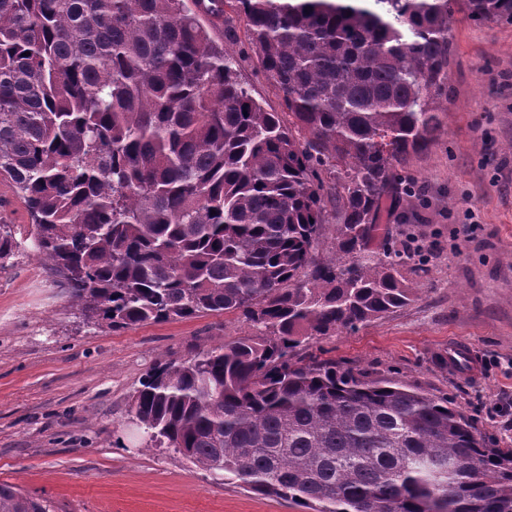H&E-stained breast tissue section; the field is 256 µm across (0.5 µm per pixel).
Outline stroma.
<instances>
[{
	"label": "stroma",
	"mask_w": 512,
	"mask_h": 512,
	"mask_svg": "<svg viewBox=\"0 0 512 512\" xmlns=\"http://www.w3.org/2000/svg\"><path fill=\"white\" fill-rule=\"evenodd\" d=\"M448 77L436 141L407 163L424 197L395 199L383 218L396 247L412 238L427 251L422 273L404 268L418 298L307 352L448 395L485 438L512 446V24L456 22ZM247 331L236 314L99 327L19 252L0 268V483L49 499L52 512H308L224 483L131 423L154 364ZM455 344L473 349L480 377L439 365Z\"/></svg>",
	"instance_id": "obj_1"
}]
</instances>
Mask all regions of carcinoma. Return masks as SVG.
<instances>
[{
    "label": "carcinoma",
    "instance_id": "1",
    "mask_svg": "<svg viewBox=\"0 0 512 512\" xmlns=\"http://www.w3.org/2000/svg\"><path fill=\"white\" fill-rule=\"evenodd\" d=\"M189 1L243 23L281 111ZM458 13L512 23V0H0V180L30 251L100 326L255 329L146 373L154 444L315 512H512V448L448 397L304 355L417 297L411 254L373 242L448 111ZM16 234L0 219V267ZM50 509L0 483V512ZM241 74L244 81L251 85L255 96L258 99H262L266 109L277 112L281 111V99L278 90L257 73L246 52L243 54ZM0 217L8 224L26 228L31 224L28 210L15 188L7 181L0 180Z\"/></svg>",
    "mask_w": 512,
    "mask_h": 512
}]
</instances>
